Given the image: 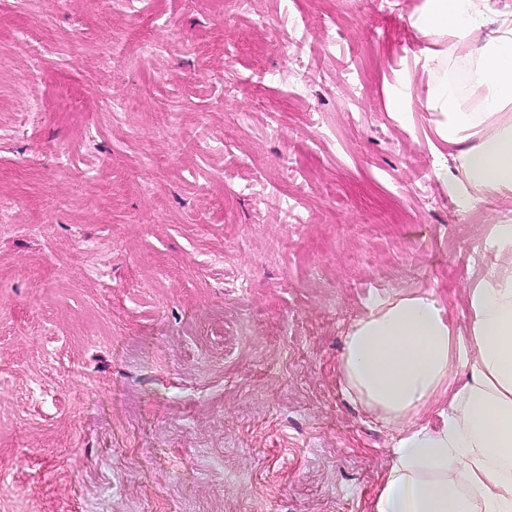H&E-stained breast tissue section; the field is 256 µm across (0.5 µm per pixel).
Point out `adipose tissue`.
Instances as JSON below:
<instances>
[{
    "label": "adipose tissue",
    "mask_w": 512,
    "mask_h": 512,
    "mask_svg": "<svg viewBox=\"0 0 512 512\" xmlns=\"http://www.w3.org/2000/svg\"><path fill=\"white\" fill-rule=\"evenodd\" d=\"M496 24L479 49L480 20ZM411 25L428 49L423 101L436 133L456 146L433 174L464 203L494 189L512 193V0H423ZM469 65L466 94L448 65ZM493 258L465 292L459 330L431 289L375 295L347 328L338 364L342 389L396 434L372 512H512V216L499 215ZM467 378L456 383L454 369ZM436 413L437 425L424 414Z\"/></svg>",
    "instance_id": "ef3b65f1"
}]
</instances>
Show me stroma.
Masks as SVG:
<instances>
[{
    "instance_id": "1",
    "label": "stroma",
    "mask_w": 512,
    "mask_h": 512,
    "mask_svg": "<svg viewBox=\"0 0 512 512\" xmlns=\"http://www.w3.org/2000/svg\"><path fill=\"white\" fill-rule=\"evenodd\" d=\"M421 3L0 0V512H370L346 329L417 288L464 324L512 207L433 176L425 73L389 103ZM271 36L276 39L289 44L296 55L304 57L310 53V45L306 40L303 33H299L296 28L287 30L284 20L281 18L269 26Z\"/></svg>"
}]
</instances>
